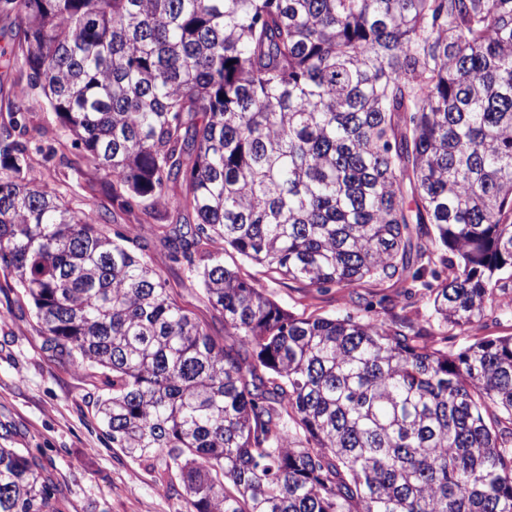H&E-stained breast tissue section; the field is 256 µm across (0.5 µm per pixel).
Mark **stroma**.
<instances>
[{"mask_svg": "<svg viewBox=\"0 0 512 512\" xmlns=\"http://www.w3.org/2000/svg\"><path fill=\"white\" fill-rule=\"evenodd\" d=\"M26 126L25 138L32 148L31 176L56 188L65 200L105 216L107 231L139 226L138 255L167 281L179 305L213 334H221L219 315L204 299L198 280L172 260L154 232L159 217L173 223L184 220V213L163 204L121 208L113 202L103 174L89 169L78 175L63 166L61 156L72 155L73 150L43 103L32 102ZM224 262L299 314L360 319L365 301L391 291L389 283L376 281L319 291L243 261L230 249L224 253ZM446 334L452 351L480 338L511 336L512 316L501 313L493 320L448 328ZM92 391L84 376L49 357L29 304L11 277L0 271V447L25 448L41 460L54 477L62 512H184L183 499L159 490L154 472L107 441L93 416Z\"/></svg>", "mask_w": 512, "mask_h": 512, "instance_id": "obj_1", "label": "stroma"}]
</instances>
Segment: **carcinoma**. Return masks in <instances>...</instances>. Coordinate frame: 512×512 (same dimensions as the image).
I'll use <instances>...</instances> for the list:
<instances>
[{"label": "carcinoma", "mask_w": 512, "mask_h": 512, "mask_svg": "<svg viewBox=\"0 0 512 512\" xmlns=\"http://www.w3.org/2000/svg\"><path fill=\"white\" fill-rule=\"evenodd\" d=\"M26 89L0 130V268L52 359L104 392L112 447L186 512H512V0H0ZM159 224L215 336L139 257L28 176L29 98ZM390 280L414 322L300 316L224 264ZM0 512H59L0 448ZM497 321L487 320L481 323H474L462 329L456 327L445 328L444 334L448 336V343H441L440 335L428 339V345L435 348L448 345V351H457L466 342H473L484 337H502L512 335V317L510 314L497 312Z\"/></svg>", "instance_id": "cac0c4a2"}]
</instances>
